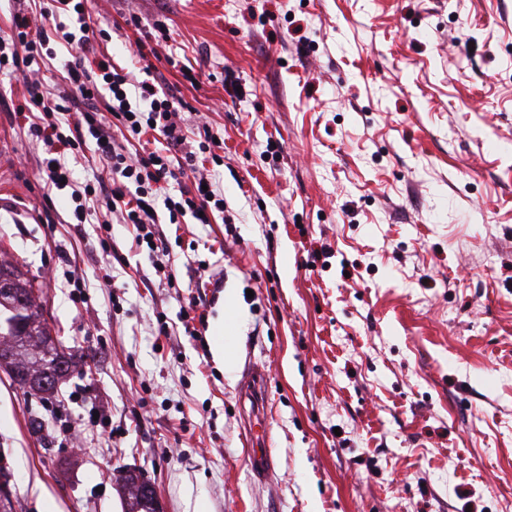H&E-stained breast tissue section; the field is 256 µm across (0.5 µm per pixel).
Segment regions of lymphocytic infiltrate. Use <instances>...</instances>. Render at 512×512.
I'll use <instances>...</instances> for the list:
<instances>
[{
  "instance_id": "1",
  "label": "lymphocytic infiltrate",
  "mask_w": 512,
  "mask_h": 512,
  "mask_svg": "<svg viewBox=\"0 0 512 512\" xmlns=\"http://www.w3.org/2000/svg\"><path fill=\"white\" fill-rule=\"evenodd\" d=\"M40 14L50 21V28H33L30 17L15 13L7 35H0V72L17 73L45 60L56 59L53 44H65L68 55L59 61L70 85L69 91L53 94L44 91L39 81L27 85L33 111L29 129L47 147L48 155L41 169L53 189L70 188L76 223H85L92 200L106 204L109 217L101 223L110 229L111 215L132 225L137 244H156L153 227L159 210H166L170 223L184 217L210 223L224 211V195L219 189L203 188L201 181H189L197 153L215 145L213 138L191 144L176 118L183 106L174 92L162 91L150 80L132 82L129 75L102 61L87 62L85 50L86 7L84 0H47ZM138 96L140 106H133L131 96ZM74 118L62 122L65 113ZM120 123L134 139L148 132L162 135L169 148L183 154L181 164L158 151L133 153L118 143L112 134L113 123ZM95 150L111 175L78 183L71 178L69 163L83 155L87 144ZM158 252L165 245L156 244Z\"/></svg>"
}]
</instances>
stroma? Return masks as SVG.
<instances>
[{
  "mask_svg": "<svg viewBox=\"0 0 512 512\" xmlns=\"http://www.w3.org/2000/svg\"><path fill=\"white\" fill-rule=\"evenodd\" d=\"M86 8L89 58L177 91L188 139L217 138L198 173L224 214L156 225L172 282L132 226L100 229L104 203L70 223L45 146L6 114L26 79L0 74V253L73 360L48 399L0 371L16 512H124L125 467L162 512H512V0ZM158 21L169 35L139 60ZM193 297L197 336L179 317ZM250 366L263 480L245 461ZM264 375L251 371L243 381L240 390V398L245 402H251V411L248 418L250 434L249 452L247 455V466L255 474L267 475L272 471L273 463L271 456L267 453L264 433L255 431L257 425H262L266 417Z\"/></svg>",
  "mask_w": 512,
  "mask_h": 512,
  "instance_id": "obj_1",
  "label": "stroma"
}]
</instances>
